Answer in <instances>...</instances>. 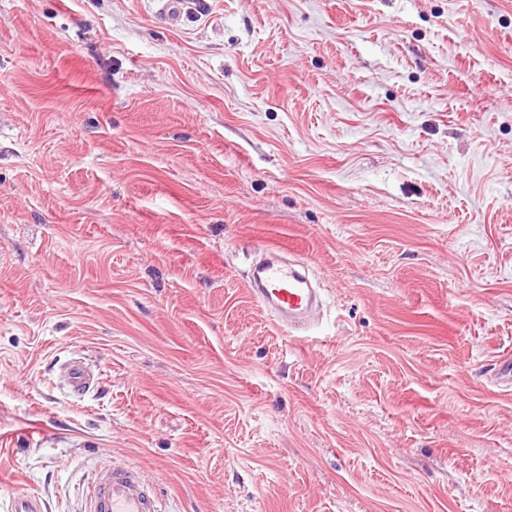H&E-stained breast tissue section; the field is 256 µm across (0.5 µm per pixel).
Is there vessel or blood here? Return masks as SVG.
<instances>
[{"instance_id":"b4317fda","label":"vessel or blood","mask_w":512,"mask_h":512,"mask_svg":"<svg viewBox=\"0 0 512 512\" xmlns=\"http://www.w3.org/2000/svg\"><path fill=\"white\" fill-rule=\"evenodd\" d=\"M249 291L275 321L288 330L304 328L310 311L319 303L299 264L277 246L263 249L252 267ZM63 380L75 396L85 395L92 386L86 363L71 359L63 366ZM90 512H159L139 469L115 465L99 471L88 491ZM11 512H44L45 502L35 493L19 492L11 500Z\"/></svg>"}]
</instances>
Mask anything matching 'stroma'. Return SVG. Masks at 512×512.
<instances>
[{"label":"stroma","mask_w":512,"mask_h":512,"mask_svg":"<svg viewBox=\"0 0 512 512\" xmlns=\"http://www.w3.org/2000/svg\"><path fill=\"white\" fill-rule=\"evenodd\" d=\"M509 357L512 0H0V512H512ZM301 269L280 247L268 245L253 265L249 283L255 300L290 333L306 326L310 311L319 303ZM63 380L68 391L74 396L85 395L92 386V376L84 361L69 359L63 365ZM90 512H160L140 469L112 465L89 486ZM11 512H44L45 502L35 493H15L11 500Z\"/></svg>","instance_id":"stroma-1"}]
</instances>
